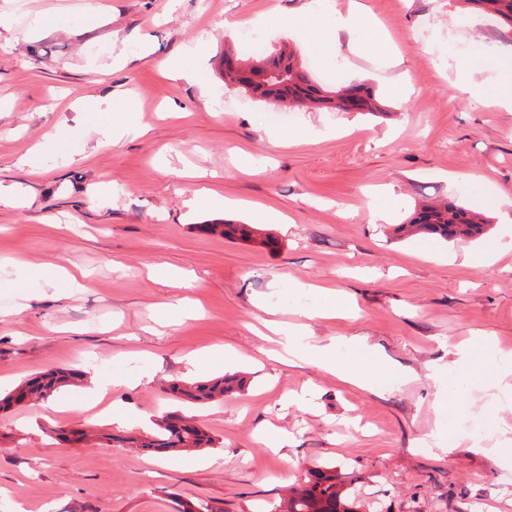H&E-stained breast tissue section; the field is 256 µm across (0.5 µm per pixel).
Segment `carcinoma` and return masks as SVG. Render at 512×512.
Wrapping results in <instances>:
<instances>
[{
  "label": "carcinoma",
  "mask_w": 512,
  "mask_h": 512,
  "mask_svg": "<svg viewBox=\"0 0 512 512\" xmlns=\"http://www.w3.org/2000/svg\"><path fill=\"white\" fill-rule=\"evenodd\" d=\"M474 8L496 17L501 24L512 29V0H465ZM241 72L224 76V84L275 108L306 107L334 109L336 100L354 94V102L343 106L345 112L381 111L379 102L369 87L352 84L339 90H331L310 77L294 54L284 49L251 61L239 60ZM488 222L477 214L454 204L424 206L398 231L410 236L432 235L448 240L457 236L475 237L485 233ZM206 232H220L226 239H248L255 230L247 224H204ZM82 374L56 371L30 378L23 389L32 400H47L56 390ZM239 381L232 377L214 379L191 386L174 384L171 391L187 399L203 402L214 401L234 390ZM155 433L140 439V446L154 450L181 451L201 448L211 443V438L195 424L174 415L166 414L156 422ZM278 512H354L343 487L336 482V475L326 470L312 474L306 486L291 493Z\"/></svg>",
  "instance_id": "carcinoma-1"
}]
</instances>
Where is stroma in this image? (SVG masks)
Masks as SVG:
<instances>
[{"instance_id":"obj_1","label":"stroma","mask_w":512,"mask_h":512,"mask_svg":"<svg viewBox=\"0 0 512 512\" xmlns=\"http://www.w3.org/2000/svg\"><path fill=\"white\" fill-rule=\"evenodd\" d=\"M311 2L0 0L14 19L0 26V392L59 367L86 375L0 411V512L49 499L60 512H182L199 498L275 512L316 469L336 472L358 512H512V403L497 401L485 357L493 345L512 361V112L461 90L489 83L484 61L512 54V30L479 14L458 25L460 0H336L375 19L395 60L382 67L346 31L322 55ZM285 44L329 86L366 75L383 113L285 124L225 89V49ZM130 101L143 134L104 137ZM214 192L234 207L211 206ZM446 201L484 213L489 232L396 235L415 207ZM227 220L276 248L202 230ZM56 265L82 270L86 289L49 286ZM317 286L346 296L351 316L309 319ZM269 306L338 357L387 362L382 392L269 358ZM459 343L471 369L454 365ZM215 348L236 364L191 367ZM225 374L244 386L218 402L169 391ZM112 377V410L94 415L91 394ZM170 412L210 447L161 458L99 439L141 437ZM62 427L89 438L62 444ZM439 434L448 453L433 451Z\"/></svg>"}]
</instances>
